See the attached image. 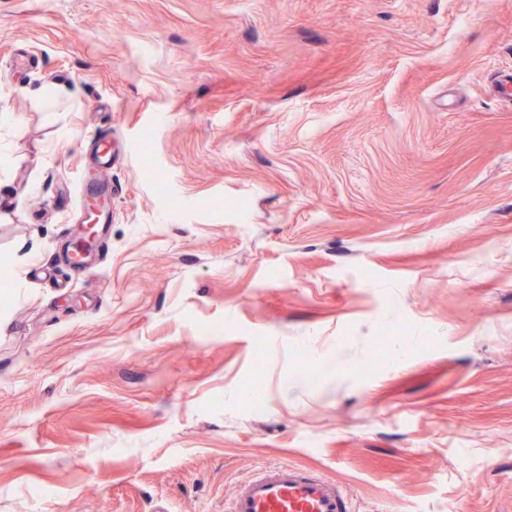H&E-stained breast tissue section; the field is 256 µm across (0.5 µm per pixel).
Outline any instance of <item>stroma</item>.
Here are the masks:
<instances>
[{"label": "stroma", "mask_w": 512, "mask_h": 512, "mask_svg": "<svg viewBox=\"0 0 512 512\" xmlns=\"http://www.w3.org/2000/svg\"><path fill=\"white\" fill-rule=\"evenodd\" d=\"M504 70L512 0H0V512H512ZM347 489L317 471L266 465L224 503L226 512H352Z\"/></svg>", "instance_id": "35a3bbf8"}]
</instances>
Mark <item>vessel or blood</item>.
I'll use <instances>...</instances> for the list:
<instances>
[{
  "mask_svg": "<svg viewBox=\"0 0 512 512\" xmlns=\"http://www.w3.org/2000/svg\"><path fill=\"white\" fill-rule=\"evenodd\" d=\"M225 512H352L347 489L317 471L288 463L264 466L224 504Z\"/></svg>",
  "mask_w": 512,
  "mask_h": 512,
  "instance_id": "b4317fda",
  "label": "vessel or blood"
}]
</instances>
